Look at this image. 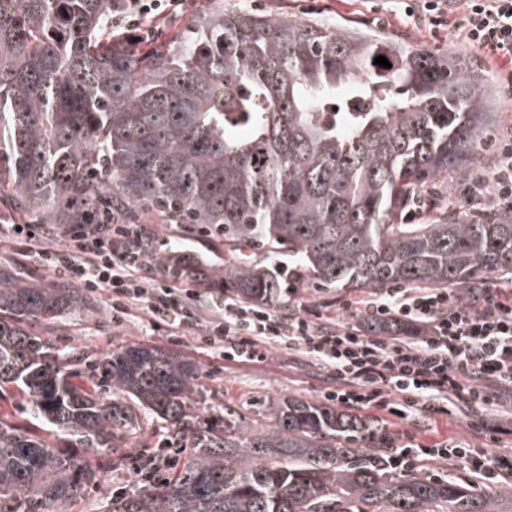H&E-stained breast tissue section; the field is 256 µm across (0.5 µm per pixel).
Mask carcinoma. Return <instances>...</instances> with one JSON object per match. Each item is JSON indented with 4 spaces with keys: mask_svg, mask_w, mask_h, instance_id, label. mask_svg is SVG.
I'll return each instance as SVG.
<instances>
[{
    "mask_svg": "<svg viewBox=\"0 0 512 512\" xmlns=\"http://www.w3.org/2000/svg\"><path fill=\"white\" fill-rule=\"evenodd\" d=\"M491 99L454 56L395 36L207 8L164 47L112 33V0H0V207L26 224H122L132 209L190 224L224 248L222 288L248 304L297 282L466 288L512 273V218L438 187L477 160ZM208 263L167 258L175 277ZM87 306L70 283L0 272V388L82 448L0 415V512H61L146 413L190 451L171 469L145 460L106 512H488L474 481L393 471L388 424L348 408L289 398L264 426L201 424L197 365L157 345L98 360L103 394L81 354L30 330Z\"/></svg>",
    "mask_w": 512,
    "mask_h": 512,
    "instance_id": "obj_1",
    "label": "carcinoma"
}]
</instances>
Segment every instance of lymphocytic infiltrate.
<instances>
[{"mask_svg":"<svg viewBox=\"0 0 512 512\" xmlns=\"http://www.w3.org/2000/svg\"><path fill=\"white\" fill-rule=\"evenodd\" d=\"M182 0H120L113 31L140 29L178 11ZM416 25H447L454 42L493 65L503 93L512 95V0H412ZM463 199L478 213L512 215V135L496 139L493 164L477 173ZM41 261L75 283L104 293L112 319L145 314L151 323L194 331L236 362L265 360L273 347L301 352L336 381L327 401L367 406L397 419L458 408L482 438L475 446L449 440L437 448L405 445L397 466L461 463L483 485L512 481V453H496L512 429V287L478 281L469 288H391L360 299L367 319L418 329L419 340L369 334L301 303L287 313L228 298L211 318L190 309L192 297L169 277L151 275L152 250H131L120 224L4 225ZM64 248H56V239Z\"/></svg>","mask_w":512,"mask_h":512,"instance_id":"1","label":"lymphocytic infiltrate"}]
</instances>
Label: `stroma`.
I'll return each mask as SVG.
<instances>
[{"instance_id": "stroma-1", "label": "stroma", "mask_w": 512, "mask_h": 512, "mask_svg": "<svg viewBox=\"0 0 512 512\" xmlns=\"http://www.w3.org/2000/svg\"><path fill=\"white\" fill-rule=\"evenodd\" d=\"M224 7L392 34L439 54L459 56L463 69L477 74L486 83L494 81L491 69L480 60L478 53L452 43L447 26H414L404 15L401 0H224ZM150 227L155 233L156 258L165 257L185 243L200 251L206 248L204 240L191 225L164 226L154 219ZM0 270L38 286H48L64 278L63 273L45 268L35 253L6 242L0 244ZM363 295L360 289H318L293 284L284 289L278 306L284 309L288 304L307 301L323 314L336 315L342 300L359 299ZM88 301L90 310L37 321L33 325L34 332L54 346L81 352V367L85 370L108 352L132 344L158 345L184 355L201 370L204 390L198 395L194 408L199 419L209 421L223 417L229 411L258 422L283 399L296 397L320 403L324 400V392L335 387L327 370L298 352L275 347L260 363L230 361L205 348L200 337L172 329L164 323L155 327L143 317L121 325L113 323L110 302L104 294H89ZM390 429L398 447L407 443L431 446L450 437L471 442L476 439L458 413L411 416L394 421ZM176 441V434L168 431L163 423L144 420L140 431L128 438L120 456L102 454L96 458L102 477L100 485L71 500L66 504L65 512H105L107 493L134 488L136 467L157 450L165 458H172V446Z\"/></svg>"}]
</instances>
